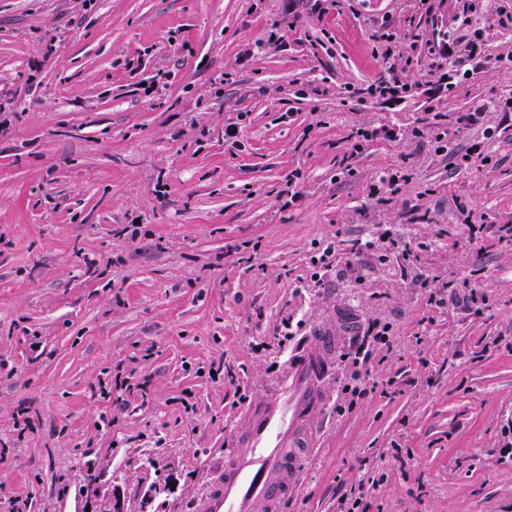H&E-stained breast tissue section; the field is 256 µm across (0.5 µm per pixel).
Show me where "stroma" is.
<instances>
[{
  "instance_id": "obj_1",
  "label": "stroma",
  "mask_w": 512,
  "mask_h": 512,
  "mask_svg": "<svg viewBox=\"0 0 512 512\" xmlns=\"http://www.w3.org/2000/svg\"><path fill=\"white\" fill-rule=\"evenodd\" d=\"M472 25L491 65L430 96L431 35ZM510 55L512 25L455 0H0V512H196L242 410L340 314L284 512H340L362 483L363 512H512ZM391 66L398 99L346 97ZM483 103L462 166L413 134ZM378 126L400 135L343 172ZM388 170L406 180L380 203ZM387 231L412 255L348 248ZM372 323L353 399L341 357ZM381 134H383L384 137H393L394 136L392 131L387 130L384 127L373 128V129L357 128L355 131H352L351 139H354L353 150L349 154V156H347V158L343 164V167L348 172L352 171L353 170V160L359 156L361 149H362V142L363 141H371L373 139H376Z\"/></svg>"
}]
</instances>
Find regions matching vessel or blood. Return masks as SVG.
I'll return each mask as SVG.
<instances>
[{
	"mask_svg": "<svg viewBox=\"0 0 512 512\" xmlns=\"http://www.w3.org/2000/svg\"><path fill=\"white\" fill-rule=\"evenodd\" d=\"M339 338L321 325L288 360L260 403L249 405L236 438L238 454L208 488L201 512H279L301 480L300 449L312 448L327 406L326 379Z\"/></svg>",
	"mask_w": 512,
	"mask_h": 512,
	"instance_id": "vessel-or-blood-1",
	"label": "vessel or blood"
}]
</instances>
